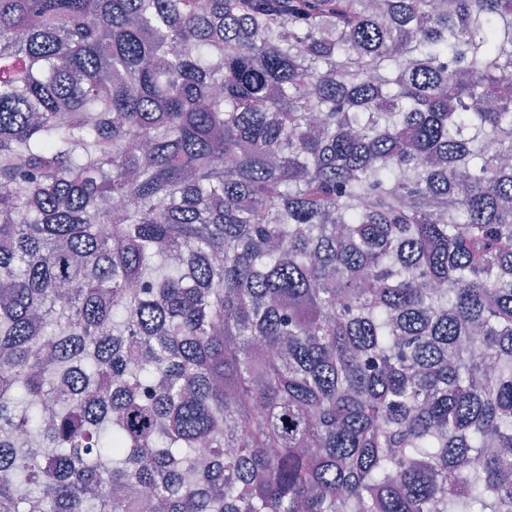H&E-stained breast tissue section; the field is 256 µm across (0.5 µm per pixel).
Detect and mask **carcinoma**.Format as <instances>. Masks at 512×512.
I'll return each mask as SVG.
<instances>
[{"label":"carcinoma","instance_id":"carcinoma-1","mask_svg":"<svg viewBox=\"0 0 512 512\" xmlns=\"http://www.w3.org/2000/svg\"><path fill=\"white\" fill-rule=\"evenodd\" d=\"M509 158L512 0H0V512H512Z\"/></svg>","mask_w":512,"mask_h":512}]
</instances>
